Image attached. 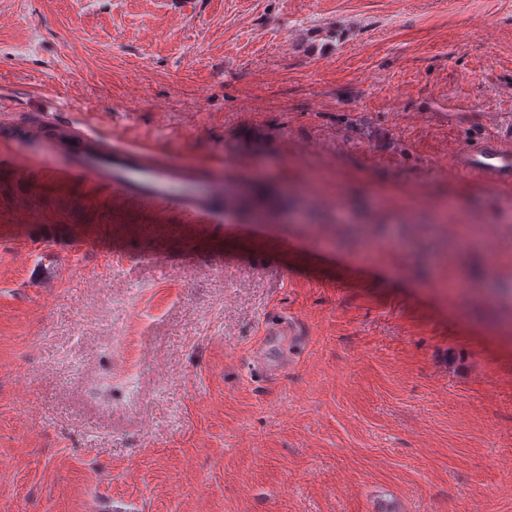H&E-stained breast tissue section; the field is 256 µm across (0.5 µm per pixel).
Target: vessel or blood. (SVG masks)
Returning a JSON list of instances; mask_svg holds the SVG:
<instances>
[{"label":"vessel or blood","instance_id":"vessel-or-blood-1","mask_svg":"<svg viewBox=\"0 0 512 512\" xmlns=\"http://www.w3.org/2000/svg\"><path fill=\"white\" fill-rule=\"evenodd\" d=\"M0 124L19 131L21 138L65 156L64 166L51 169L55 182L92 180L111 191L146 204L174 203L195 214L223 195L224 181L201 164L158 155L128 138L101 132L90 119L61 113L53 107L31 114L0 101ZM462 164L491 184L512 183V122L490 138L469 144ZM209 179L210 191L193 193V185Z\"/></svg>","mask_w":512,"mask_h":512}]
</instances>
